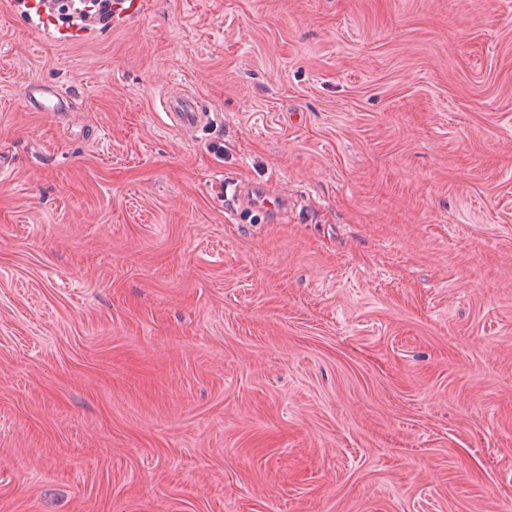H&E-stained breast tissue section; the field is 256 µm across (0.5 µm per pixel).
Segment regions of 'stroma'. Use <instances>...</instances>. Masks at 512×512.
<instances>
[{
	"instance_id": "stroma-1",
	"label": "stroma",
	"mask_w": 512,
	"mask_h": 512,
	"mask_svg": "<svg viewBox=\"0 0 512 512\" xmlns=\"http://www.w3.org/2000/svg\"><path fill=\"white\" fill-rule=\"evenodd\" d=\"M10 2L0 512H512V0ZM75 12L85 18L87 12H98L105 17L112 6V16L99 20L97 16L76 22L55 11L53 0H22L17 4L32 29L41 37L60 44L91 40L102 29H123L139 21L147 10L145 0H78ZM85 9H89L86 11ZM22 101L34 112H62L69 106L57 91L35 83H31L25 88ZM161 104L170 119L179 127L194 128L198 126L207 108L194 96L186 94L180 87L171 86L162 92Z\"/></svg>"
}]
</instances>
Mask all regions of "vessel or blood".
Instances as JSON below:
<instances>
[{"mask_svg": "<svg viewBox=\"0 0 512 512\" xmlns=\"http://www.w3.org/2000/svg\"><path fill=\"white\" fill-rule=\"evenodd\" d=\"M20 8L38 35L56 43L71 44L91 40L103 29H123L136 23L145 14L147 3L146 0H113L110 18L102 21L92 17L81 22L59 15L53 0H22ZM160 99L164 111L177 126L196 127L205 116V106L180 87L167 88ZM22 101L35 112H60L67 106L58 92L35 83L25 88Z\"/></svg>", "mask_w": 512, "mask_h": 512, "instance_id": "vessel-or-blood-1", "label": "vessel or blood"}]
</instances>
